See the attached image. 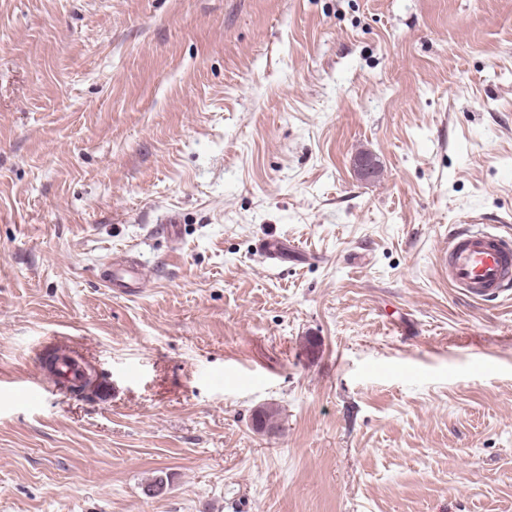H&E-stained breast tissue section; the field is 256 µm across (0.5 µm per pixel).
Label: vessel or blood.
<instances>
[{
	"mask_svg": "<svg viewBox=\"0 0 512 512\" xmlns=\"http://www.w3.org/2000/svg\"><path fill=\"white\" fill-rule=\"evenodd\" d=\"M443 271L451 285L471 298L486 300L512 289V237L486 227L477 231L463 229L448 239L442 257ZM107 287L127 295L138 293L145 281L142 264L127 261L108 262L102 273ZM81 370L65 347L55 357L57 380L75 381Z\"/></svg>",
	"mask_w": 512,
	"mask_h": 512,
	"instance_id": "obj_1",
	"label": "vessel or blood"
}]
</instances>
